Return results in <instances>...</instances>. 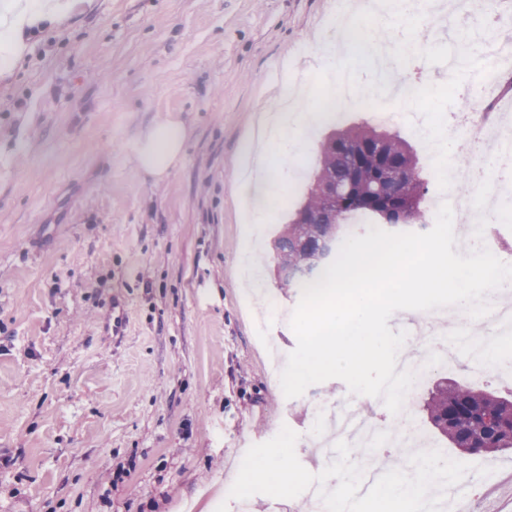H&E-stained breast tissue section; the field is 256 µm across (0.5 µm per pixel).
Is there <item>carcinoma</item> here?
Masks as SVG:
<instances>
[{
  "label": "carcinoma",
  "mask_w": 512,
  "mask_h": 512,
  "mask_svg": "<svg viewBox=\"0 0 512 512\" xmlns=\"http://www.w3.org/2000/svg\"><path fill=\"white\" fill-rule=\"evenodd\" d=\"M343 192L325 203L324 187ZM427 187L411 145L400 135L370 125L333 133L317 150L313 179L302 205L273 240L283 286L299 288L327 265L320 254L346 238L351 224L423 228ZM423 411L452 448L496 452L512 448V394L477 391L444 380L429 392Z\"/></svg>",
  "instance_id": "1"
}]
</instances>
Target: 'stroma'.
Segmentation results:
<instances>
[{
	"label": "stroma",
	"mask_w": 512,
	"mask_h": 512,
	"mask_svg": "<svg viewBox=\"0 0 512 512\" xmlns=\"http://www.w3.org/2000/svg\"><path fill=\"white\" fill-rule=\"evenodd\" d=\"M93 2L19 59L0 46L14 66L0 80V512H237L225 468L284 426L312 468L311 405L349 393L338 379L274 393L255 316L301 298L276 280L269 244L303 200L318 142L373 117L349 111L310 135L262 228L251 301L233 173L336 0ZM170 120L189 138L154 179L138 150ZM443 380L504 394L512 380L475 374L462 349L409 404L432 447L489 468L486 493L512 512V451L463 457L429 425L423 401Z\"/></svg>",
	"instance_id": "1"
}]
</instances>
